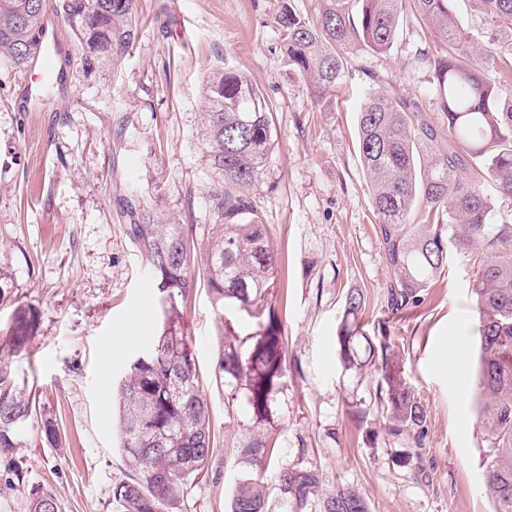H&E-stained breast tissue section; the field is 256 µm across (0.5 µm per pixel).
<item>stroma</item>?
<instances>
[{"mask_svg": "<svg viewBox=\"0 0 512 512\" xmlns=\"http://www.w3.org/2000/svg\"><path fill=\"white\" fill-rule=\"evenodd\" d=\"M45 5L62 48L53 76L0 62V339L17 305L38 313L34 338L10 361L17 391L33 404L16 448L0 459V512H28L42 489L59 512H119L112 488L128 468L116 422L103 420L101 407L159 328L156 288L125 227L148 203L161 219L204 231L202 87L218 67L247 75L274 112V148L250 193L276 257L268 301L288 369L270 421L253 422L244 403L228 405L213 377L222 324L244 335L254 322L230 309L216 314L201 277L206 254L192 248L197 279L181 311L214 453L188 486L184 512H228L236 482L247 477L260 479L277 505V466L286 462L315 471L324 491L356 489L371 512H494L484 487L490 435L477 422V313L467 295L475 256L449 251L421 303L389 307L390 270L356 142L360 104L378 85L443 122L432 76L415 61L431 41L427 28L405 29L386 54L353 50L350 78L320 107L286 62L274 24L281 0H136L135 50L115 72L87 66L60 0ZM449 6L475 49L512 36L474 0ZM351 290L364 297L357 369L345 367L337 343ZM141 309L148 331L111 350ZM451 336L465 342L459 381L439 367ZM384 338L427 407L418 470L401 466L407 444L390 435L378 409L369 347ZM47 419L58 443L42 431ZM256 435L272 452L262 469L242 453Z\"/></svg>", "mask_w": 512, "mask_h": 512, "instance_id": "obj_1", "label": "stroma"}]
</instances>
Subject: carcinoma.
I'll list each match as a JSON object with an SVG mask.
<instances>
[{"label": "carcinoma", "mask_w": 512, "mask_h": 512, "mask_svg": "<svg viewBox=\"0 0 512 512\" xmlns=\"http://www.w3.org/2000/svg\"><path fill=\"white\" fill-rule=\"evenodd\" d=\"M449 0H318L316 18H302L288 3L275 16L286 60L325 106L347 73L352 47L386 53L403 26L428 28L432 44L417 59L432 73L447 123L431 121L422 107L380 88L369 91L358 117L359 152L372 184L371 204L392 272L390 306L421 301L448 263V247L475 251L477 273L469 295L478 314L477 420L491 435L486 491L495 512H512V43L476 53L449 11ZM483 14L512 28V0H475ZM135 0H63L65 18L86 64L115 69L135 43ZM43 0H0V60L16 67L35 54L43 33ZM201 146L217 177L208 191V251L203 278L217 312L230 308L255 320L241 338L224 322L215 357V381L229 400L244 398L255 422L272 416L286 373V349L274 306L275 258L250 189L271 153L273 112L252 81L218 68L204 84ZM494 185L497 198L485 193ZM500 216V222L493 219ZM126 232L148 266L158 295L160 332L115 387L120 448L132 474L113 488L122 512H181L187 486L214 451L210 411L203 397L178 301L194 285L188 228L164 224L146 204L140 223ZM364 299L350 291L337 336L345 363H355V339ZM37 313L18 306L7 352L20 355L33 338ZM379 401L389 433L413 442L404 467H420L427 424L421 399L399 374L392 345L381 343ZM31 402L17 393L0 363V456L16 446ZM244 454L266 465L258 436ZM281 512H370L351 487L321 489L319 476L298 464L278 470ZM29 512H58L45 491ZM229 512H269L258 479L238 482Z\"/></svg>", "instance_id": "1"}]
</instances>
